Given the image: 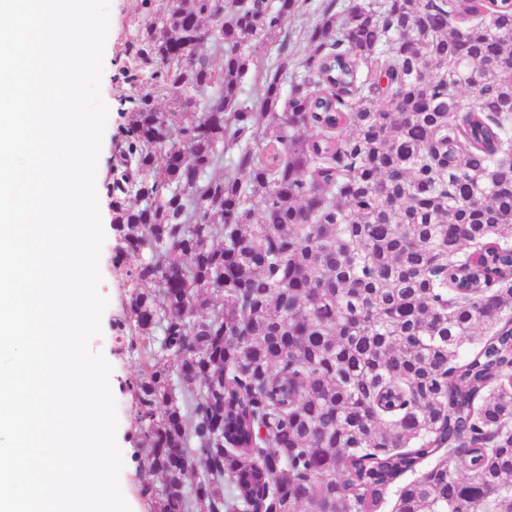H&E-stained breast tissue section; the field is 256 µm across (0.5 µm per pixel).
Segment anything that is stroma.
<instances>
[{
	"instance_id": "1",
	"label": "stroma",
	"mask_w": 512,
	"mask_h": 512,
	"mask_svg": "<svg viewBox=\"0 0 512 512\" xmlns=\"http://www.w3.org/2000/svg\"><path fill=\"white\" fill-rule=\"evenodd\" d=\"M329 0H302L298 11L289 18L286 26L272 33L267 40L257 42L259 54L276 59L278 54H285L293 70H301L307 55V38L312 27ZM167 8V0H151L149 8H142L141 0H111L110 19L112 24L105 43L103 75L101 80V96L106 103L109 114L103 135L101 151L98 159L100 166H108L114 145L121 138L124 119L123 112L127 105L125 95L130 92L125 83L121 69L125 62L122 53L124 46L133 40L138 27L149 16L163 13ZM102 225L105 232L99 262L102 283L100 292L108 298L109 304L101 319L100 335L89 343L92 352L102 354L111 366L112 394L116 401L118 427L116 440L121 449L124 467L120 474L122 493L131 512H152L149 501L142 498L135 482V468L138 456L137 439L135 437L136 414L127 385L138 371L136 355L127 349L128 339L115 328L114 322L122 313L123 298L128 290L125 278L120 275L116 264L124 262L132 266L139 260L138 254L132 253L117 259L116 233L112 228V210L106 192L98 194Z\"/></svg>"
}]
</instances>
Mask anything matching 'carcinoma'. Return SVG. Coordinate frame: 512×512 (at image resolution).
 I'll use <instances>...</instances> for the list:
<instances>
[{
    "label": "carcinoma",
    "instance_id": "obj_1",
    "mask_svg": "<svg viewBox=\"0 0 512 512\" xmlns=\"http://www.w3.org/2000/svg\"><path fill=\"white\" fill-rule=\"evenodd\" d=\"M299 2L169 0L123 50L152 80L107 182L118 253L149 250L116 322L139 493L512 512V0L331 3L297 76L252 45Z\"/></svg>",
    "mask_w": 512,
    "mask_h": 512
}]
</instances>
